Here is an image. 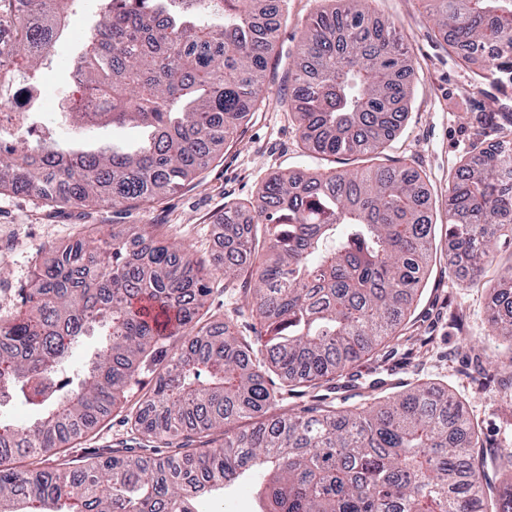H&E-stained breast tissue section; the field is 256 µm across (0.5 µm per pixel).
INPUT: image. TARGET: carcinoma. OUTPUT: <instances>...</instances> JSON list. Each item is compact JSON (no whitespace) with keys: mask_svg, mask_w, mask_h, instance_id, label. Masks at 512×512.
Listing matches in <instances>:
<instances>
[{"mask_svg":"<svg viewBox=\"0 0 512 512\" xmlns=\"http://www.w3.org/2000/svg\"><path fill=\"white\" fill-rule=\"evenodd\" d=\"M77 2L37 0L27 12L0 0L14 70L35 80ZM105 3L74 62L80 96L63 117L84 124L82 96L99 91L97 124H136L145 143L125 151L0 139V189L114 206L174 192L259 102L288 20V0ZM427 3L451 52L465 64L483 62L478 85L512 87V0ZM416 77L395 23L372 18L366 0L312 15L288 66L299 139L317 154L370 165L304 181L281 174L265 185L245 232L240 210L224 209V280L250 265L257 344L289 383L316 389L399 335L419 292L436 249L425 177L378 162ZM495 132L496 149L477 141L448 170L442 199L448 236L472 278L493 264L495 239L512 237V129ZM209 292L208 274L144 228L54 250L20 310L0 315V409L19 395L43 409L25 426L0 420V512H197L201 492L224 490L248 472L263 476L259 512H512V484L479 481L489 468L512 471V450L481 448L459 404L429 386L361 409L323 402L274 413L279 399L253 363L252 345L227 322H200ZM491 324L511 348L512 310L496 305ZM87 336L100 344L74 381L63 366ZM143 369L156 381L133 425L170 452L127 447L73 460V469L44 466L74 447ZM242 417L257 422L218 445L193 446ZM17 456L30 466L11 467Z\"/></svg>","mask_w":512,"mask_h":512,"instance_id":"cac0c4a2","label":"carcinoma"}]
</instances>
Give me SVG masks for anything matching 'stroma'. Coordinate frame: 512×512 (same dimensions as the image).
I'll use <instances>...</instances> for the list:
<instances>
[{
  "instance_id": "1",
  "label": "stroma",
  "mask_w": 512,
  "mask_h": 512,
  "mask_svg": "<svg viewBox=\"0 0 512 512\" xmlns=\"http://www.w3.org/2000/svg\"><path fill=\"white\" fill-rule=\"evenodd\" d=\"M322 0H288V23L281 27L277 54L269 62L262 100L210 163L185 186L154 203L139 205L55 204L22 193L0 190V312L14 309L20 292L30 287L34 272L54 247L78 237L96 238L129 224H152L167 242L187 249L202 265L221 264L224 240L219 217L225 207L254 202L264 183L281 171L295 175L333 169L356 170L362 160H336L305 150L298 139L284 80L288 64L301 45L307 18ZM369 10L395 22L413 53L417 79L406 121L383 152L389 166H406L428 177L433 200L448 186V170L466 155L474 141L493 144L491 113L512 112V98L493 101L477 92L471 71L453 53L426 10L425 0H370ZM98 0H80L70 21V33L52 48L50 63L39 71L44 99L38 120L53 126L58 140L137 143L131 128L102 127L85 131L60 117L74 91L73 62L98 19ZM445 221L436 224L437 249L426 285L405 319L400 340L377 346L351 365L341 377L312 389L284 387L274 369H266L269 388L282 390L281 406L296 411L315 406L320 398L338 409L360 406L372 399L431 382L448 390L478 424L488 448H512V353L489 334L492 313L487 289L469 286L463 264L445 238ZM255 285L248 270L232 282L215 275L204 311L230 322L240 341L255 343L259 319L246 304ZM124 400L102 416L71 449L74 457H94L126 444L140 442L132 415L140 397L155 382L144 372ZM253 482L239 484L220 497L198 499L199 512H254Z\"/></svg>"
}]
</instances>
